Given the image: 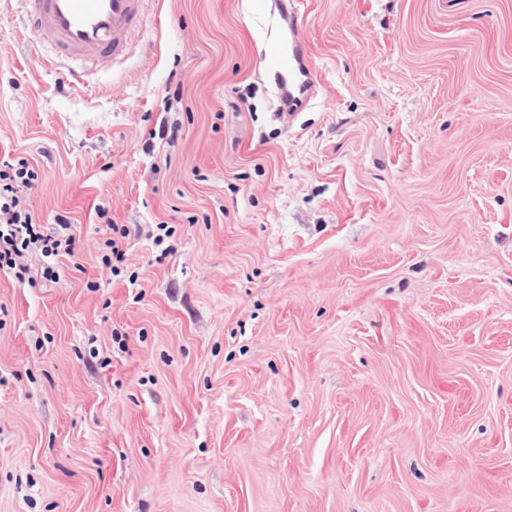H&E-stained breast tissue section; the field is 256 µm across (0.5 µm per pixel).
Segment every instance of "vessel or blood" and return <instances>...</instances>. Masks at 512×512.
Returning <instances> with one entry per match:
<instances>
[{"mask_svg": "<svg viewBox=\"0 0 512 512\" xmlns=\"http://www.w3.org/2000/svg\"><path fill=\"white\" fill-rule=\"evenodd\" d=\"M31 28L52 40L53 62L75 61L72 87L87 89L84 64L123 56L144 14L146 0H18Z\"/></svg>", "mask_w": 512, "mask_h": 512, "instance_id": "1", "label": "vessel or blood"}]
</instances>
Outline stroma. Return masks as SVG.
<instances>
[{"instance_id": "35a3bbf8", "label": "stroma", "mask_w": 512, "mask_h": 512, "mask_svg": "<svg viewBox=\"0 0 512 512\" xmlns=\"http://www.w3.org/2000/svg\"><path fill=\"white\" fill-rule=\"evenodd\" d=\"M275 2L149 0L85 92L0 0V161L78 241L0 273V512H512V0Z\"/></svg>"}]
</instances>
